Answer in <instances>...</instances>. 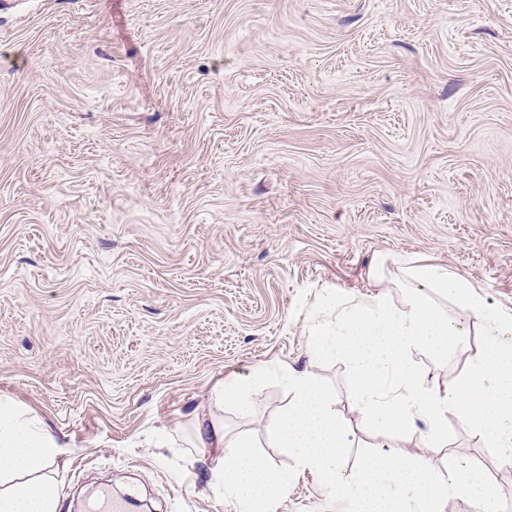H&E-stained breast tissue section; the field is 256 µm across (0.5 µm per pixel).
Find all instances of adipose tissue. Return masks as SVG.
<instances>
[{"mask_svg": "<svg viewBox=\"0 0 512 512\" xmlns=\"http://www.w3.org/2000/svg\"><path fill=\"white\" fill-rule=\"evenodd\" d=\"M385 263L378 258L369 295L344 300L327 291L320 296L315 307L320 320L311 331L314 348L350 361L357 404L369 424L414 432L423 423L427 442L443 448L452 414L497 447L511 450L512 313L491 306L474 284L447 267L400 260V277L389 278ZM394 288L406 291L402 306L391 299ZM435 291L481 325L486 343L466 376L444 389L426 385L410 358L413 350L429 348L451 361L465 346L463 330L432 300ZM190 445L221 449L212 474L238 512H277L290 478L272 470L250 436L227 437L223 422L200 418ZM61 454L44 420L1 393L0 512H55L53 475Z\"/></svg>", "mask_w": 512, "mask_h": 512, "instance_id": "ef3b65f1", "label": "adipose tissue"}]
</instances>
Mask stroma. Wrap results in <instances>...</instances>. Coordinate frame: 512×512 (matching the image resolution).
I'll return each instance as SVG.
<instances>
[{
	"label": "stroma",
	"instance_id": "stroma-1",
	"mask_svg": "<svg viewBox=\"0 0 512 512\" xmlns=\"http://www.w3.org/2000/svg\"><path fill=\"white\" fill-rule=\"evenodd\" d=\"M380 255L438 264L512 312V0H0V393L66 450L57 512H236L194 417L265 439L291 402L215 408L280 364L334 381L353 446L497 476L512 461L369 427L350 362L312 349L323 290ZM411 358L444 388L482 354ZM277 512H340L299 474Z\"/></svg>",
	"mask_w": 512,
	"mask_h": 512
}]
</instances>
